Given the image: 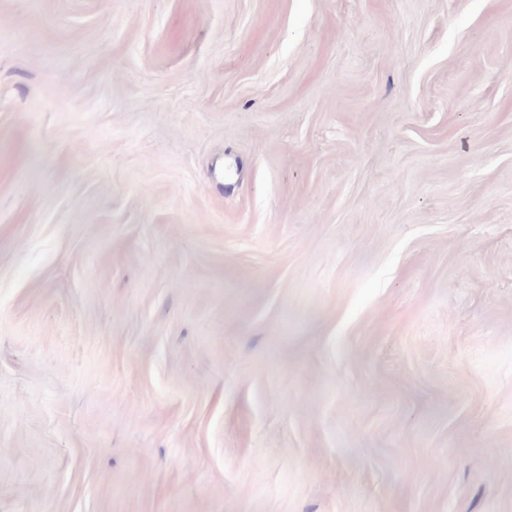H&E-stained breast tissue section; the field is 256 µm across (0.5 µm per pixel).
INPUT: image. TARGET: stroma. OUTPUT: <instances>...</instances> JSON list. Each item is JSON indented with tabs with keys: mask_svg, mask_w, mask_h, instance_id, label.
<instances>
[{
	"mask_svg": "<svg viewBox=\"0 0 512 512\" xmlns=\"http://www.w3.org/2000/svg\"><path fill=\"white\" fill-rule=\"evenodd\" d=\"M0 512H512V0H0Z\"/></svg>",
	"mask_w": 512,
	"mask_h": 512,
	"instance_id": "obj_1",
	"label": "stroma"
}]
</instances>
